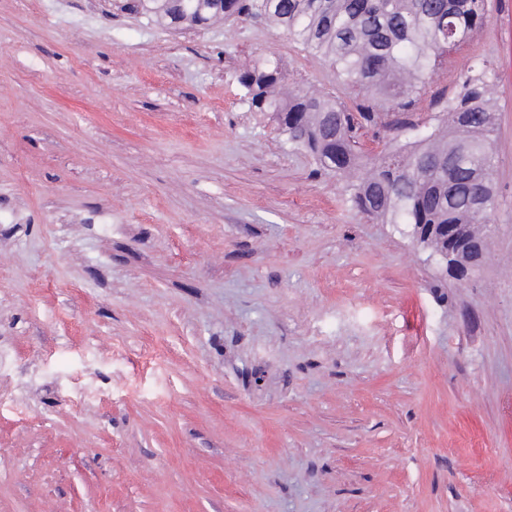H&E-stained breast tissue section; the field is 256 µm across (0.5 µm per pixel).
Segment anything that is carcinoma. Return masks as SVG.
<instances>
[{
  "label": "carcinoma",
  "mask_w": 512,
  "mask_h": 512,
  "mask_svg": "<svg viewBox=\"0 0 512 512\" xmlns=\"http://www.w3.org/2000/svg\"><path fill=\"white\" fill-rule=\"evenodd\" d=\"M490 0H134L130 9L161 23L206 28L230 17L262 19L336 71L360 98L288 86L274 56H258L238 82L255 112L280 126L288 144L310 153L343 182L345 200L380 224L405 226L413 242L463 276L488 251L497 203L493 135L497 109L492 72L476 64L462 90L429 124L413 119L417 94L444 45L458 48L483 28ZM397 132L387 154L357 149L361 131L383 124ZM482 198L490 207L477 201Z\"/></svg>",
  "instance_id": "1"
}]
</instances>
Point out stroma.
Masks as SVG:
<instances>
[{
	"label": "stroma",
	"instance_id": "stroma-1",
	"mask_svg": "<svg viewBox=\"0 0 512 512\" xmlns=\"http://www.w3.org/2000/svg\"><path fill=\"white\" fill-rule=\"evenodd\" d=\"M494 243L456 280L241 97L268 23L0 0V512H512V82Z\"/></svg>",
	"mask_w": 512,
	"mask_h": 512
}]
</instances>
